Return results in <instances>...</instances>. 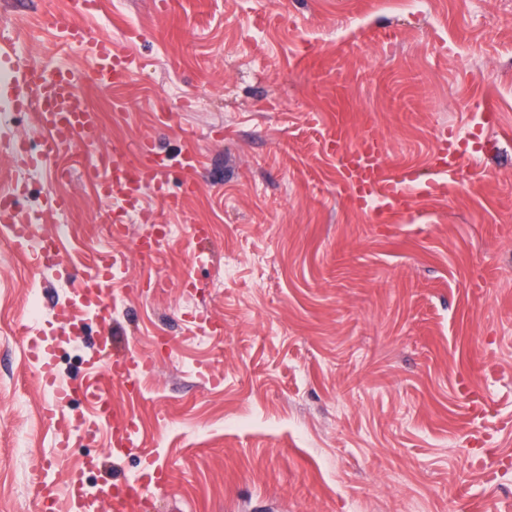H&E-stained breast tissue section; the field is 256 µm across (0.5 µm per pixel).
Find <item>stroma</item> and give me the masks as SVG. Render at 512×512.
Masks as SVG:
<instances>
[{
    "instance_id": "obj_1",
    "label": "stroma",
    "mask_w": 512,
    "mask_h": 512,
    "mask_svg": "<svg viewBox=\"0 0 512 512\" xmlns=\"http://www.w3.org/2000/svg\"><path fill=\"white\" fill-rule=\"evenodd\" d=\"M72 2L0 0V43L88 68L47 22ZM87 23L140 61L121 89L83 87L102 141L35 173L0 150V189L25 186L34 233L71 227L58 265L35 269L0 226V512H35L43 479L98 455L95 484L147 464L168 478L123 512H512V0H101ZM339 124L426 178L441 129L474 130L476 151L446 194L374 224L326 148ZM145 137L201 166L180 213L147 198L182 231L144 265L146 225L113 240L84 170ZM115 251L112 345L152 364L136 387L103 384L134 447L82 435L59 459L28 339L56 336L59 306Z\"/></svg>"
}]
</instances>
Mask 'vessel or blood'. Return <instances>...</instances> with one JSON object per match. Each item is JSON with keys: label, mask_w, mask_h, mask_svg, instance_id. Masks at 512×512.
Here are the masks:
<instances>
[{"label": "vessel or blood", "mask_w": 512, "mask_h": 512, "mask_svg": "<svg viewBox=\"0 0 512 512\" xmlns=\"http://www.w3.org/2000/svg\"><path fill=\"white\" fill-rule=\"evenodd\" d=\"M75 12L63 11L53 16L51 27L64 44L84 52L93 62L92 72H84L62 65H48L25 56H17L13 66L0 71V81L7 86V98L13 109L34 112L40 133V150L33 153L25 143L14 144L17 163L23 167H36L60 153L64 147L80 142L96 145L102 131L96 111L82 92L86 82L107 88L120 86L133 77L137 70L135 56L118 48L111 40L94 35L80 21L81 16L94 13L100 0H78ZM329 151L339 156L338 172L341 181L354 193L358 208L368 214L371 223L393 224L412 212L418 196L438 195L444 192V181H425L413 170L389 166L383 157L381 141L374 133L363 132L355 146H348L343 128H336L327 140ZM200 157L195 150L182 153L178 168L156 151L151 140H140L135 146L117 141L110 152L102 154L86 171L95 187L98 200L105 206V218L111 226L113 238H125L131 219L142 224L157 223L154 210L145 204L146 197L161 200L171 211L182 206L183 192L172 190L177 173L189 174L199 169ZM20 199L14 194H0V223L9 232L14 250L35 263L54 262L60 257L61 243L56 233L33 239L31 227L18 223L16 216ZM117 255L101 256L98 263L82 276L79 297L87 304L92 316L102 326H110V283L114 279ZM30 355L37 365L44 385L52 398L46 408L50 419H57L63 406L75 394H82L95 406L94 415L80 421L76 429L92 434L102 424L111 425L121 446L133 445V420L115 417L101 393L99 365H107L112 377L123 379L139 371L141 363L130 355L121 360L112 359L109 347H102L97 359L91 360L90 374L77 380L59 379L53 347L35 337L30 343ZM165 478L160 471L144 472L138 479L125 480L117 494L105 493L97 498L84 491L83 472L70 473L65 483H43L38 494L40 506L57 505L66 499L68 512H101L103 503H112L115 512H121L127 503L129 490L147 487L163 488Z\"/></svg>", "instance_id": "b4317fda"}]
</instances>
